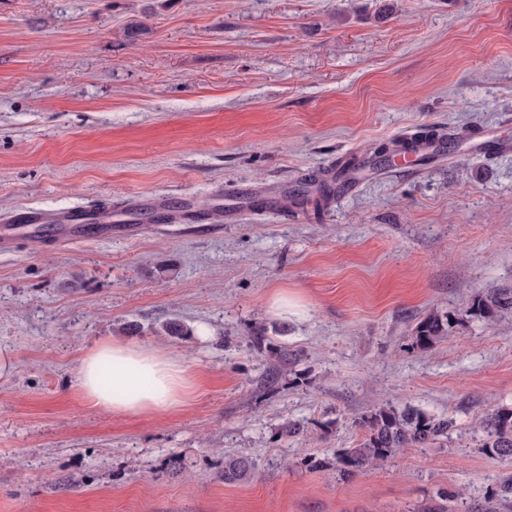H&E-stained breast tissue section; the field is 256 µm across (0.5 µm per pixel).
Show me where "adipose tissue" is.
I'll list each match as a JSON object with an SVG mask.
<instances>
[{"instance_id": "adipose-tissue-1", "label": "adipose tissue", "mask_w": 512, "mask_h": 512, "mask_svg": "<svg viewBox=\"0 0 512 512\" xmlns=\"http://www.w3.org/2000/svg\"><path fill=\"white\" fill-rule=\"evenodd\" d=\"M94 406L126 414L157 413L179 404L189 388L176 358L146 344L102 340L83 354L76 374Z\"/></svg>"}]
</instances>
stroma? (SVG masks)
Masks as SVG:
<instances>
[{"label":"stroma","mask_w":512,"mask_h":512,"mask_svg":"<svg viewBox=\"0 0 512 512\" xmlns=\"http://www.w3.org/2000/svg\"><path fill=\"white\" fill-rule=\"evenodd\" d=\"M433 126L455 144L320 190L337 161ZM479 134L512 146V0H0V215L133 217L0 251V512L483 504L512 474L474 431L512 406V309H464L512 289V149L479 154ZM229 190L249 203L231 217ZM432 312L457 321L418 348ZM106 339L168 352L188 396L93 406L76 372ZM387 404L455 426L344 478L354 419ZM228 454L249 480L225 483ZM512 308V290L500 289L478 295L468 306L466 312L479 316L491 317L499 311Z\"/></svg>","instance_id":"35a3bbf8"}]
</instances>
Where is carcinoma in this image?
I'll return each instance as SVG.
<instances>
[{
  "label": "carcinoma",
  "instance_id": "1",
  "mask_svg": "<svg viewBox=\"0 0 512 512\" xmlns=\"http://www.w3.org/2000/svg\"><path fill=\"white\" fill-rule=\"evenodd\" d=\"M512 308V290L500 289L477 296L467 312L491 317ZM452 317L431 313L415 328V345L428 349L448 338ZM365 431L363 439L353 448L336 456V469L341 475L353 478L363 475L387 462L400 449L426 447L448 436L455 426L451 417L434 416L417 409L402 411L391 405L377 407L355 420ZM481 447L490 455L512 458V408L498 407L478 416ZM252 462L243 456H224V482H241L250 477ZM512 507V475L503 479L497 488L488 492L481 512H503Z\"/></svg>",
  "mask_w": 512,
  "mask_h": 512
}]
</instances>
